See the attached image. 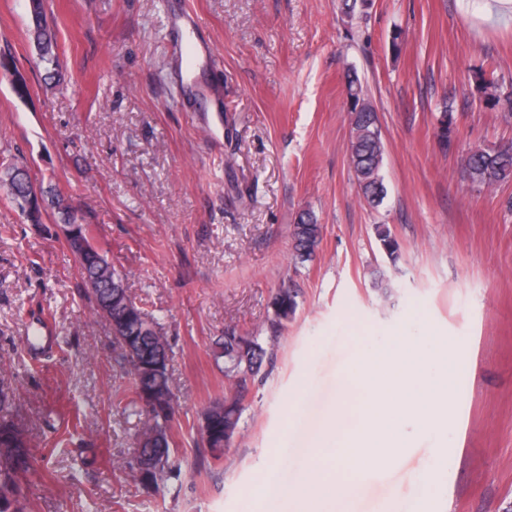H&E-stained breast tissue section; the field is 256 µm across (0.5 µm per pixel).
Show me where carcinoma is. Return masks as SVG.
<instances>
[{"label":"carcinoma","instance_id":"cac0c4a2","mask_svg":"<svg viewBox=\"0 0 512 512\" xmlns=\"http://www.w3.org/2000/svg\"><path fill=\"white\" fill-rule=\"evenodd\" d=\"M373 6V0H342L341 10L348 19L356 12ZM30 34L38 61L48 71L59 67L57 31L47 18L43 0H31ZM348 112L356 114L350 130L349 160L365 201L379 206L386 195L381 175L384 142L377 113L365 98L356 74L347 75ZM478 88L485 105L512 119V92L501 90L494 73L481 72ZM453 113L443 103L437 128L438 136L448 140L453 132ZM469 180L480 186L493 187L512 178V142L472 151L464 161ZM0 181L16 189L14 201L33 224L41 223L42 211L54 210L62 224H75L77 230L66 237L69 249L76 256L78 271L84 284V294L96 314L103 317L112 331V342L119 350L121 363L132 379L135 403L145 415L140 432V455L130 468L133 481L157 485L181 474V465L171 458L172 431L177 423L179 397L174 391L168 362L170 347L161 323L145 313L126 286V276L118 272L101 250L88 238V229L73 205L54 190H41L35 195L30 189V176L20 162H10L0 171ZM323 227L309 212H303L293 224L292 240L295 257L310 260L319 249ZM377 236L388 259H399L400 246L390 230L377 226ZM297 293L283 287L273 298L272 332H278L288 322L297 307ZM216 359H224V374L229 383V395L212 402L204 411L199 437L203 447L220 455L231 447L238 433L242 413V391L248 380L260 372L266 350L256 336H243L229 328L215 342ZM11 405L8 392L0 388V512H26V476L30 455L26 443L19 437L7 413Z\"/></svg>","mask_w":512,"mask_h":512}]
</instances>
